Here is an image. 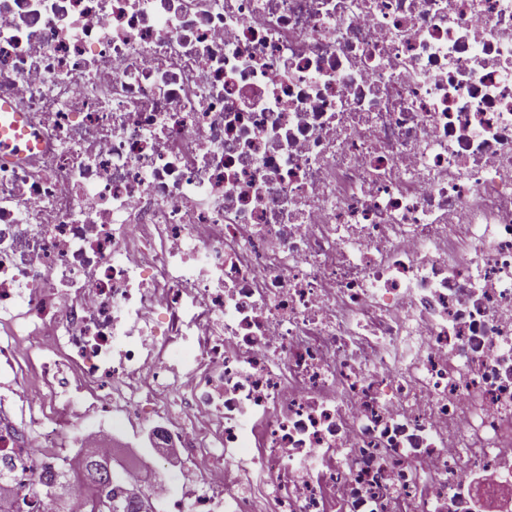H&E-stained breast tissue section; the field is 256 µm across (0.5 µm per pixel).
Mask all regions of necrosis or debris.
<instances>
[{
    "mask_svg": "<svg viewBox=\"0 0 512 512\" xmlns=\"http://www.w3.org/2000/svg\"><path fill=\"white\" fill-rule=\"evenodd\" d=\"M0 470L178 437L170 512L512 489V0H0Z\"/></svg>",
    "mask_w": 512,
    "mask_h": 512,
    "instance_id": "obj_1",
    "label": "necrosis or debris"
}]
</instances>
